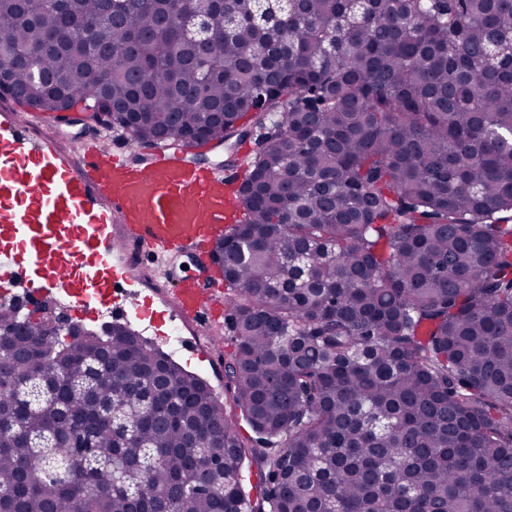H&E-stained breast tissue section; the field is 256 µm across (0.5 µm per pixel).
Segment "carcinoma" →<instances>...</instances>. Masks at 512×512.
Instances as JSON below:
<instances>
[{
	"label": "carcinoma",
	"instance_id": "1",
	"mask_svg": "<svg viewBox=\"0 0 512 512\" xmlns=\"http://www.w3.org/2000/svg\"><path fill=\"white\" fill-rule=\"evenodd\" d=\"M0 90L137 144L271 125L215 249L231 403L0 303V512H512V0H0Z\"/></svg>",
	"mask_w": 512,
	"mask_h": 512
}]
</instances>
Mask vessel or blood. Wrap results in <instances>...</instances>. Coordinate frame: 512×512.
Segmentation results:
<instances>
[{"instance_id": "1", "label": "vessel or blood", "mask_w": 512, "mask_h": 512, "mask_svg": "<svg viewBox=\"0 0 512 512\" xmlns=\"http://www.w3.org/2000/svg\"><path fill=\"white\" fill-rule=\"evenodd\" d=\"M0 155L11 159L0 169V193L21 201L10 222L28 230L25 261L16 273H40L31 290L57 288L78 304L111 306L110 291L83 294L60 255L68 251L107 264L112 252L100 250L97 239L111 236L118 222L145 248L148 262L168 265L184 252L199 260L207 278L184 280L168 290L167 301L191 322L220 327L223 281L212 252L229 221L227 200L238 173L191 167L162 153L145 169L102 134L83 141L75 158L57 139H33L13 121L0 135Z\"/></svg>"}]
</instances>
